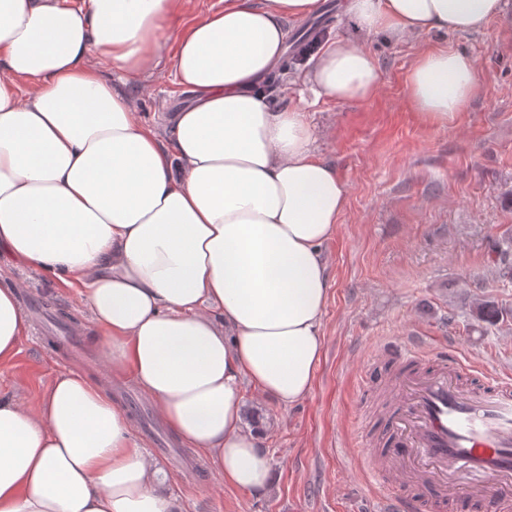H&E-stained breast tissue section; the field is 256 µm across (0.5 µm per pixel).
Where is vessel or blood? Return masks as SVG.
<instances>
[{
	"label": "vessel or blood",
	"instance_id": "obj_1",
	"mask_svg": "<svg viewBox=\"0 0 512 512\" xmlns=\"http://www.w3.org/2000/svg\"><path fill=\"white\" fill-rule=\"evenodd\" d=\"M376 358L405 365L393 384L399 405L391 447L376 454L357 441L358 464L378 490L382 512H416L403 490L417 478L468 496L474 512H512V384L464 385L452 355L421 371L425 352L413 341Z\"/></svg>",
	"mask_w": 512,
	"mask_h": 512
}]
</instances>
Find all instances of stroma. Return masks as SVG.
<instances>
[{
	"label": "stroma",
	"instance_id": "stroma-1",
	"mask_svg": "<svg viewBox=\"0 0 512 512\" xmlns=\"http://www.w3.org/2000/svg\"><path fill=\"white\" fill-rule=\"evenodd\" d=\"M307 30L323 40L355 37L376 59L382 83L364 101L304 107L315 153L335 165L348 203L323 247L331 289L310 394L283 406L244 389L246 404L271 424L266 493L219 485L213 460L178 440L154 445L166 426L131 377L101 371L99 342L77 289L0 248V287L20 284L28 321L14 359L0 365V397L33 405L59 369L80 371L124 411L183 512H376L350 431L361 426L375 452L390 436L391 373L379 367L367 389L358 384L387 342L416 339L431 356L455 349L474 384L512 379V321L481 328L469 317L479 299L512 309V281L500 277L491 253L495 240L512 235V25L494 19L478 33L433 30L397 41L355 34L338 0H324L319 15L289 24L288 35ZM434 47L473 57L480 85L466 109L441 126L408 97L417 57ZM188 100L167 65L133 97L163 137Z\"/></svg>",
	"mask_w": 512,
	"mask_h": 512
}]
</instances>
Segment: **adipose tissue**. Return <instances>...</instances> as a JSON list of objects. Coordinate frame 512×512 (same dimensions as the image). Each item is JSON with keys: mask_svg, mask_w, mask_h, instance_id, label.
Returning <instances> with one entry per match:
<instances>
[{"mask_svg": "<svg viewBox=\"0 0 512 512\" xmlns=\"http://www.w3.org/2000/svg\"><path fill=\"white\" fill-rule=\"evenodd\" d=\"M0 0V246L83 296L101 358L131 375L220 483L263 493L266 425L245 424L243 384L288 406L311 391L330 281L322 247L347 191L317 158L298 108L263 89L292 20L322 0ZM363 32H476L512 0H344ZM126 80L170 64L190 102L162 142ZM315 100L363 101L378 63L347 37L308 76ZM479 89L470 56L421 54L414 108L437 124ZM28 327L0 288V363ZM0 512H180L125 413L64 368L34 406L0 399Z\"/></svg>", "mask_w": 512, "mask_h": 512, "instance_id": "ef3b65f1", "label": "adipose tissue"}]
</instances>
